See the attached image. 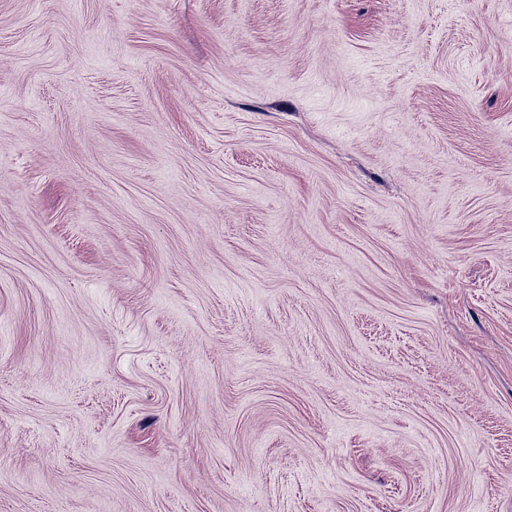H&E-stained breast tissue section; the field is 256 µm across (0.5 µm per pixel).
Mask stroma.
Returning <instances> with one entry per match:
<instances>
[{
  "instance_id": "1",
  "label": "stroma",
  "mask_w": 512,
  "mask_h": 512,
  "mask_svg": "<svg viewBox=\"0 0 512 512\" xmlns=\"http://www.w3.org/2000/svg\"><path fill=\"white\" fill-rule=\"evenodd\" d=\"M0 512H512V0H0Z\"/></svg>"
}]
</instances>
